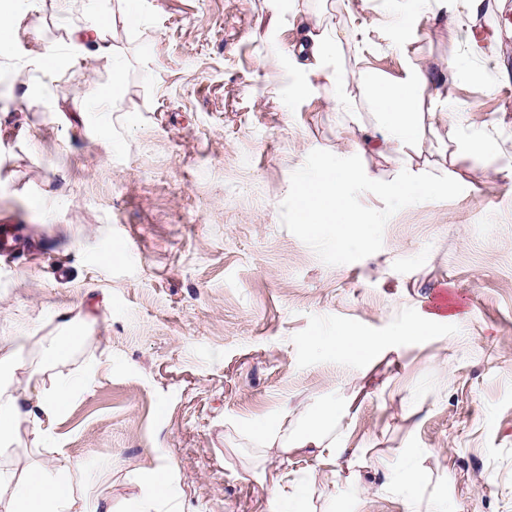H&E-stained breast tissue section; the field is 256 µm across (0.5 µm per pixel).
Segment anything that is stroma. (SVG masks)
Here are the masks:
<instances>
[{"mask_svg": "<svg viewBox=\"0 0 512 512\" xmlns=\"http://www.w3.org/2000/svg\"><path fill=\"white\" fill-rule=\"evenodd\" d=\"M93 11L113 57L67 48ZM138 12L132 26L122 0H40L0 52V220L23 226L0 254V337H30L17 395L54 372L43 351L58 309L90 315L61 368L87 383L40 444L21 435L0 464L21 474L62 449L86 495L126 512L140 471L168 463L183 512H271L270 472L305 483L314 461L299 444L315 438L379 468L337 490L319 473L310 512H512V32L493 26L512 0H484L478 55L440 0H139ZM311 19L341 36L356 111L293 63ZM49 53L62 58L51 79L35 66ZM411 66L447 79V104L425 93L407 156L356 154L359 126L375 124L368 76ZM478 140L493 150L470 152ZM315 149L359 155L374 180L413 167L464 191L400 210L380 251L329 266L280 221ZM345 329L392 342L369 365L307 343ZM331 403L335 423L316 427ZM259 424L275 449L252 436ZM404 462L423 477L411 500L384 481Z\"/></svg>", "mask_w": 512, "mask_h": 512, "instance_id": "1", "label": "stroma"}]
</instances>
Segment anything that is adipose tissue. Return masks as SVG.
Masks as SVG:
<instances>
[{
    "label": "adipose tissue",
    "mask_w": 512,
    "mask_h": 512,
    "mask_svg": "<svg viewBox=\"0 0 512 512\" xmlns=\"http://www.w3.org/2000/svg\"><path fill=\"white\" fill-rule=\"evenodd\" d=\"M308 37V42L298 45L294 53L299 67L311 73H330L336 86V109L355 111L346 73L327 69L328 61L337 57L341 46L338 31L316 21ZM428 87L427 75L416 67L407 69L404 77L392 84L371 81V105L380 120V133L364 139L363 150L404 155L418 138L415 116ZM310 344L364 363L373 361L383 348L382 341L353 331L342 332L331 340L314 338ZM19 352L16 337L0 339V447L4 449L13 445L21 433L41 436L42 425L62 416L70 397L82 383L81 378L72 375L36 383L32 391L35 405L27 407L9 382L20 368ZM310 453L317 468L333 472L338 487L358 484L361 469L368 466L359 453L345 455L332 441L315 442ZM52 454L49 463L32 466L20 476L0 467V512H111V503H104L99 509L91 507L88 499L76 491L74 484L80 472L77 461L59 448L53 449Z\"/></svg>",
    "instance_id": "1"
}]
</instances>
